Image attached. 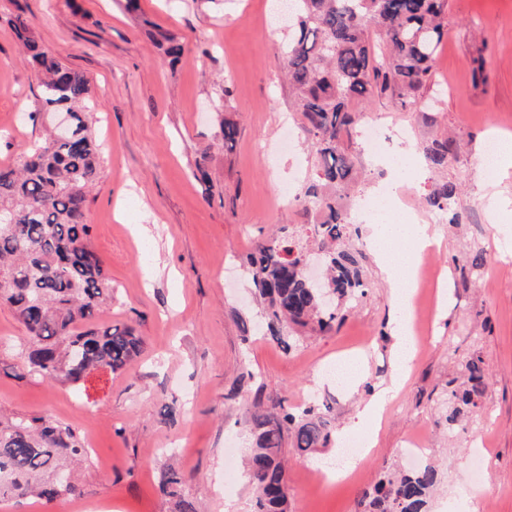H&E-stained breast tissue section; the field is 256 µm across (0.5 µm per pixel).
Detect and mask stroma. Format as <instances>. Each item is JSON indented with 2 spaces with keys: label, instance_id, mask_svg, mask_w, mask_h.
Returning a JSON list of instances; mask_svg holds the SVG:
<instances>
[{
  "label": "stroma",
  "instance_id": "1",
  "mask_svg": "<svg viewBox=\"0 0 512 512\" xmlns=\"http://www.w3.org/2000/svg\"><path fill=\"white\" fill-rule=\"evenodd\" d=\"M275 0H0V165L36 143L39 81L6 19L27 17L35 36L93 88L92 132L103 149L90 195L91 243L112 279V303L99 324L134 327L143 354L125 369L92 372L80 387L30 376L24 327L0 306V412L44 415L77 431L89 456L82 492L53 502H0V512H174L159 491L177 467L197 512H252L244 477L225 484L255 437L254 400L294 411L327 399L335 430L347 428L372 387L391 374L394 311L390 289L364 240L358 211L386 173L354 144L363 183L350 198L368 284L344 322L302 332L291 349L244 333L263 321L247 257L284 224H298L285 186L300 187L313 153L292 110L283 73V32ZM176 34L185 50L168 63L148 31ZM483 68L485 80L473 71ZM442 96L434 108L398 110L387 97L365 116H394L416 148L456 139L445 172L416 158L406 173L414 200L441 181L456 184L459 221L438 224L432 262L448 291L436 301L402 388L387 406L378 443L353 479L324 481L320 460L335 447L297 454L284 442L290 512H365L363 490L387 472L408 469L405 439L416 433L442 474L428 512H512V220L495 219L490 197L512 203V167L487 174L486 140L512 125V0H448V34L432 69ZM238 135L225 149L224 119ZM207 180H199L197 167ZM147 226L140 234L139 226ZM487 251L474 269L470 256ZM485 362L490 386L467 430L449 434L441 401L470 354ZM340 357L364 360L357 390L336 388L326 368ZM175 415H168V408Z\"/></svg>",
  "mask_w": 512,
  "mask_h": 512
}]
</instances>
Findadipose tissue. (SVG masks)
Here are the masks:
<instances>
[{
	"label": "adipose tissue",
	"mask_w": 512,
	"mask_h": 512,
	"mask_svg": "<svg viewBox=\"0 0 512 512\" xmlns=\"http://www.w3.org/2000/svg\"><path fill=\"white\" fill-rule=\"evenodd\" d=\"M368 224L371 230L369 248L390 286L396 310L393 322L395 349L389 384L357 408L354 426L358 429L375 424L380 418L387 401L400 389L417 355V343L410 329L415 271L421 253L437 243L436 233L430 225L414 223L408 216L400 214L392 198L371 214Z\"/></svg>",
	"instance_id": "ef3b65f1"
}]
</instances>
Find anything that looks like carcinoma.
Instances as JSON below:
<instances>
[{"instance_id": "obj_1", "label": "carcinoma", "mask_w": 512, "mask_h": 512, "mask_svg": "<svg viewBox=\"0 0 512 512\" xmlns=\"http://www.w3.org/2000/svg\"><path fill=\"white\" fill-rule=\"evenodd\" d=\"M448 0H293L288 41L282 48L284 72L295 111L314 151V172L296 193L307 222V240L288 225L248 255L252 282L265 305L267 330L289 349L291 323L324 333L344 319V305L366 294L359 260L345 249L352 232L348 190L358 180L352 153L360 105L390 94L396 106L423 102L432 83L438 48L448 34ZM24 60L42 75L39 109L55 119L71 118L70 136L59 142L53 128L14 164L0 165V305L24 325L30 345L29 373L72 386L91 370L118 372L144 350L130 326L93 325L112 302V281L90 240L86 211L90 189L100 178L101 151L92 137V87L79 71L64 65L35 38L25 19H9ZM151 41L177 62L184 45L159 27ZM456 141L435 140L424 147L426 162L445 170L456 155ZM457 186L443 183L424 197L433 211L453 210ZM323 254L321 287L307 282L300 268L312 251ZM463 381L448 391V433L465 428L489 386L483 359L474 353L462 364ZM329 404H312L301 414L274 412L255 404L256 446L247 476L256 489L255 512H288L286 470L280 452L286 436L307 454L327 446L333 430ZM88 458L80 436L47 416L16 414L0 418V502L36 496L52 502L76 496V468ZM187 478L168 469L160 492L176 512H196L183 496ZM439 473L429 462L384 475L363 491L368 512H427L429 491Z\"/></svg>"}]
</instances>
